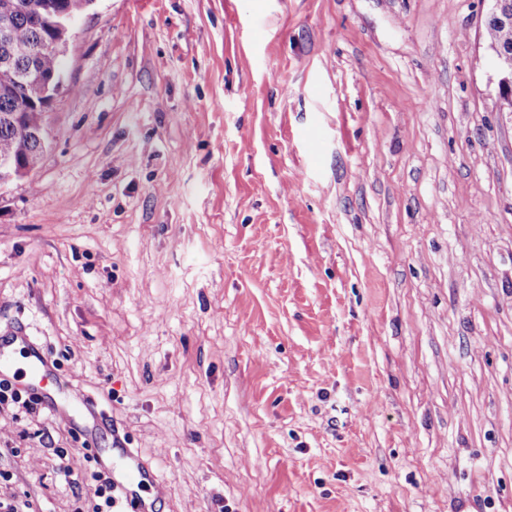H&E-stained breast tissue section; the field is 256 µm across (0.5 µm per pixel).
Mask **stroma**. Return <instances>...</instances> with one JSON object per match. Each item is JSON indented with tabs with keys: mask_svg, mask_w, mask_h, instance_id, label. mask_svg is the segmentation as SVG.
<instances>
[{
	"mask_svg": "<svg viewBox=\"0 0 512 512\" xmlns=\"http://www.w3.org/2000/svg\"><path fill=\"white\" fill-rule=\"evenodd\" d=\"M494 8L93 0L0 189V336L96 413L0 408V495L91 512L117 439L154 512H512Z\"/></svg>",
	"mask_w": 512,
	"mask_h": 512,
	"instance_id": "stroma-1",
	"label": "stroma"
}]
</instances>
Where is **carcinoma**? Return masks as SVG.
I'll return each mask as SVG.
<instances>
[{"mask_svg": "<svg viewBox=\"0 0 512 512\" xmlns=\"http://www.w3.org/2000/svg\"><path fill=\"white\" fill-rule=\"evenodd\" d=\"M15 25L6 53L10 64H0V159L11 157L24 167L35 168L44 152L45 142L39 139L45 130L48 102L28 98L25 86L19 81L36 48L61 38L58 24L68 16H78L87 0H13ZM502 10L510 15L490 18L486 34L490 47L498 52L512 53V4L503 2ZM27 100L22 112L21 128L8 119L17 111V102Z\"/></svg>", "mask_w": 512, "mask_h": 512, "instance_id": "obj_1", "label": "carcinoma"}]
</instances>
